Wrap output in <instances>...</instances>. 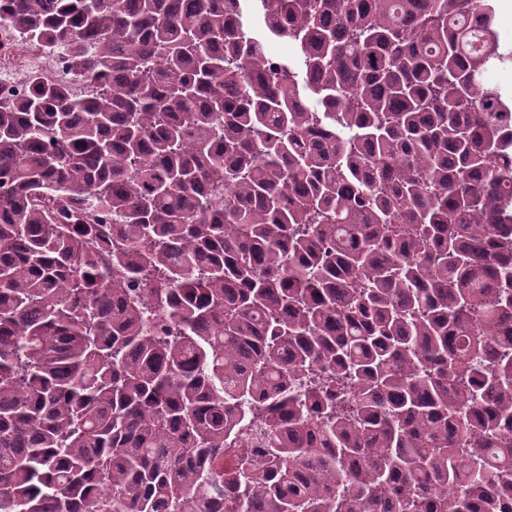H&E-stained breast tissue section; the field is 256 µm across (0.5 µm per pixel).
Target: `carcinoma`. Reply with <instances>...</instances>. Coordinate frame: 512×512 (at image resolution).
<instances>
[{
	"instance_id": "carcinoma-1",
	"label": "carcinoma",
	"mask_w": 512,
	"mask_h": 512,
	"mask_svg": "<svg viewBox=\"0 0 512 512\" xmlns=\"http://www.w3.org/2000/svg\"><path fill=\"white\" fill-rule=\"evenodd\" d=\"M1 20L96 92L0 96V512H512L492 0Z\"/></svg>"
}]
</instances>
